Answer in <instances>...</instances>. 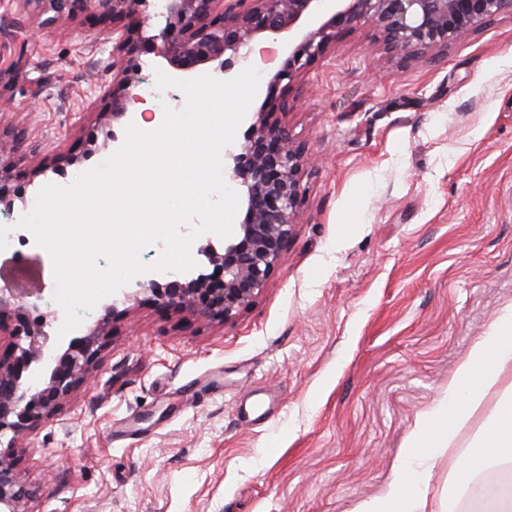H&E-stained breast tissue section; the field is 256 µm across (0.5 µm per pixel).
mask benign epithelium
Returning <instances> with one entry per match:
<instances>
[{
    "label": "benign epithelium",
    "instance_id": "7a95c632",
    "mask_svg": "<svg viewBox=\"0 0 512 512\" xmlns=\"http://www.w3.org/2000/svg\"><path fill=\"white\" fill-rule=\"evenodd\" d=\"M150 0H18V7L50 28L93 8L112 26V87L108 112L98 113L103 144L117 145L116 129L134 120L131 106L142 100L137 18H148ZM166 23L159 34L168 65L195 76L234 77L233 69L252 60L255 47L288 39V52L271 72L260 107L250 113L243 139L224 150V173L243 192L244 217L238 236L218 254L203 247L212 271L196 275L166 271L164 281L146 275L120 293L116 302L134 306L141 296L159 308L197 321L226 322L247 309L266 288L299 223L302 177L313 163L305 144L276 118L305 70L336 42L368 23L386 53L399 62L444 51L468 39L503 14L512 0H164ZM26 140L12 125L0 128V209L11 211L19 197L10 193V171ZM73 157L53 150L32 169V177L58 171ZM44 289L0 286V337L25 336L0 352V447H15L38 422L50 418L91 375L108 335L109 318L69 344L63 353L53 333L55 318L42 312ZM49 367L42 383L29 374L32 364ZM32 497L18 479L12 453L0 452V512H27Z\"/></svg>",
    "mask_w": 512,
    "mask_h": 512
}]
</instances>
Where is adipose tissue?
I'll list each match as a JSON object with an SVG mask.
<instances>
[{"instance_id": "1", "label": "adipose tissue", "mask_w": 512, "mask_h": 512, "mask_svg": "<svg viewBox=\"0 0 512 512\" xmlns=\"http://www.w3.org/2000/svg\"><path fill=\"white\" fill-rule=\"evenodd\" d=\"M480 413L485 420L474 449L453 476L462 491L477 475L492 484L500 467H512V306L472 344L432 411L415 421L383 492L352 512H447L445 502L430 495L435 466Z\"/></svg>"}]
</instances>
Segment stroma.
Segmentation results:
<instances>
[{
	"instance_id": "1",
	"label": "stroma",
	"mask_w": 512,
	"mask_h": 512,
	"mask_svg": "<svg viewBox=\"0 0 512 512\" xmlns=\"http://www.w3.org/2000/svg\"><path fill=\"white\" fill-rule=\"evenodd\" d=\"M34 27L0 0L28 201L110 153L105 29L90 12ZM302 81L282 120L316 162L266 288L225 323L116 311L93 378L14 450L30 512H351L512 303V16L404 64L364 23ZM51 143L83 154L31 178ZM481 426L438 461L437 493Z\"/></svg>"
}]
</instances>
